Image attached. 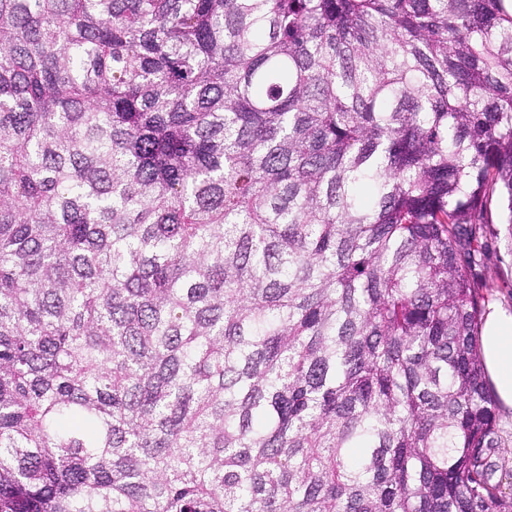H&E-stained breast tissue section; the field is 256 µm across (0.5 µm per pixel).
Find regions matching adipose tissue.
I'll return each instance as SVG.
<instances>
[{
    "label": "adipose tissue",
    "instance_id": "obj_1",
    "mask_svg": "<svg viewBox=\"0 0 512 512\" xmlns=\"http://www.w3.org/2000/svg\"><path fill=\"white\" fill-rule=\"evenodd\" d=\"M485 369L501 405L512 408V312H488L480 336Z\"/></svg>",
    "mask_w": 512,
    "mask_h": 512
}]
</instances>
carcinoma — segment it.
<instances>
[{"label": "carcinoma", "instance_id": "cac0c4a2", "mask_svg": "<svg viewBox=\"0 0 512 512\" xmlns=\"http://www.w3.org/2000/svg\"><path fill=\"white\" fill-rule=\"evenodd\" d=\"M494 197L512 0H0V512H512ZM500 215V205L494 197L487 215L493 224H484L482 255L476 273L493 286L484 305L488 314L480 341L488 378L504 406L499 404L498 427L502 438L499 475L504 483H509L512 482V312H509L512 310V241L507 235L508 224H499ZM490 307L501 308L490 311Z\"/></svg>", "mask_w": 512, "mask_h": 512}]
</instances>
